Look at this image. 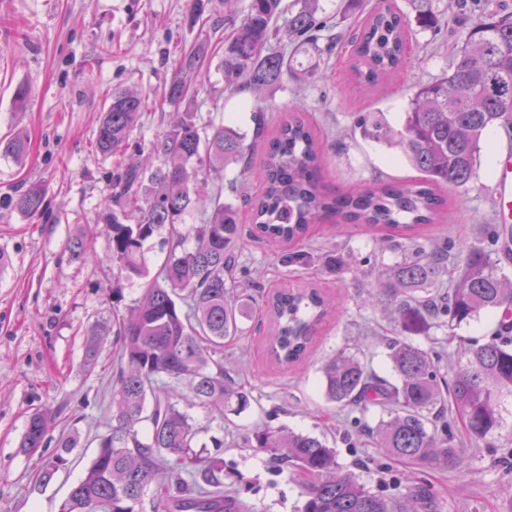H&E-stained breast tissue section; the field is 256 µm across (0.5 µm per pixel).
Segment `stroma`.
I'll return each mask as SVG.
<instances>
[{
    "label": "stroma",
    "instance_id": "stroma-1",
    "mask_svg": "<svg viewBox=\"0 0 512 512\" xmlns=\"http://www.w3.org/2000/svg\"><path fill=\"white\" fill-rule=\"evenodd\" d=\"M202 3L196 14L192 0H0V137L20 129L29 142L22 160L0 154V254L7 260L0 269V512H59L111 422L118 358L109 330L111 251L95 222L110 200L116 160L98 153L94 142L113 89L146 96L149 107L132 138L149 146L167 129L170 117L160 102L180 59L202 44L212 63L189 76L179 113L201 127L231 117L249 121L245 95L225 90L216 65L228 34L224 9L220 0ZM435 7L437 27H411L401 66L371 89L356 81L353 48L344 40L316 78L289 79L266 91L262 107L270 125L287 117L293 102L316 125L324 152L320 181L327 191L420 179L393 149L352 134L357 114L379 111L398 125L418 86L447 71L471 16L489 8L512 12V0H436ZM20 86L28 91L24 104L14 98ZM510 147L502 128L485 133L477 177L465 187L441 189V214L424 226L420 245L485 239L497 161ZM32 184L44 192L43 210L34 215L14 206L17 194ZM77 236L85 238L90 259L72 258L69 244ZM299 248L311 255V264L286 266L279 260L282 247L244 235L237 276L257 296L309 283L334 300L305 357L288 366L270 359L272 324L265 308H258L244 320L240 337L224 346V368L249 392V408L225 412L220 420L200 407L189 410L206 455L214 453L211 436H223L224 462L242 476L234 492L258 512H298L304 476L278 468L246 445L255 427L285 426L324 436L338 463L376 493H404L410 478L427 483L431 500L419 512H512V471L502 462L512 450L485 448L467 454L457 468L420 470L368 445L353 414L324 396L321 366L339 349L389 372L386 341L394 324L364 297L375 286L372 269L400 261L401 249L381 247L365 226L339 230L329 220L316 225ZM332 250L340 253L345 272L324 267ZM166 252L163 236L145 243L147 275L121 281V308L136 304ZM92 336L97 350L91 355ZM37 413L52 414L54 433L76 437V448L63 461H56L52 447L22 448ZM47 468L52 477L44 483L39 474Z\"/></svg>",
    "mask_w": 512,
    "mask_h": 512
}]
</instances>
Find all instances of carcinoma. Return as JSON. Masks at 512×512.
<instances>
[{
    "label": "carcinoma",
    "instance_id": "carcinoma-1",
    "mask_svg": "<svg viewBox=\"0 0 512 512\" xmlns=\"http://www.w3.org/2000/svg\"><path fill=\"white\" fill-rule=\"evenodd\" d=\"M249 0L247 13L224 39L220 68L225 89L254 97L284 78L315 76L323 49L334 42L329 19L319 17L323 0ZM413 20L435 25L433 0H407ZM283 24H278L279 19ZM411 18L388 4L369 13L351 43L356 74L373 84L395 70L404 57ZM286 36L291 52L272 47ZM205 48L186 55L165 92L177 105L188 92L185 74L203 65ZM146 97L115 89L101 113L98 150L117 159L112 176L113 207L97 216L111 245L117 279L144 277V243L167 230L168 251L157 277L135 307L112 312V335L119 360L112 375V424L99 437V449L84 476L74 484L60 512H250L252 507L224 493V478L241 479L224 469V459L200 458L197 435L180 401L224 415L249 405V395L224 371V341L236 337L247 304L234 296L237 248L242 225L235 199L224 197L223 172L243 164L251 172L253 144L247 133L218 125L203 136L181 120L149 145L157 166L141 158L130 140L144 114ZM293 114L278 128L254 171L264 191L251 209L259 236L291 244L308 236L329 217L336 224H367L409 243L400 261L377 273L378 290L368 301L389 309L396 337L389 342L392 377L380 375L344 349L322 368L326 399L365 417L370 443L402 462L424 468L459 466L458 448L472 442L484 448L512 444L502 431L512 418V279L501 256H512V225L492 224L488 245L461 239L451 248L426 251L415 231L433 223L440 211L441 187L466 186L475 176L485 131L499 126L512 136V13L489 11L467 27L450 71L420 85L395 129L377 113L358 117L354 130L399 150L423 179L359 187L337 197L320 184L322 147L293 104ZM27 136L15 132L0 139V153L21 158ZM214 172L219 184L210 196L212 210L200 224L185 222L195 199ZM16 207L28 214L43 206L41 189L31 185L17 195ZM136 222L128 223L131 216ZM194 246L185 248L187 240ZM274 331L269 353L281 365L299 361L328 314L324 296L306 285L278 292L268 300ZM485 312L498 318L492 338L482 344L460 339L465 360L440 382L428 351L408 341L433 327L448 335ZM48 422L37 415L22 447L46 446ZM250 447L282 468L313 478L301 512H416L429 500L419 482L399 497L372 491L356 475L340 469L326 440L285 427L256 428Z\"/></svg>",
    "mask_w": 512,
    "mask_h": 512
}]
</instances>
